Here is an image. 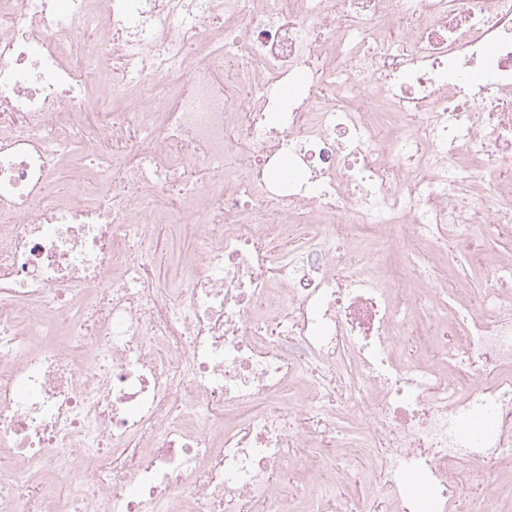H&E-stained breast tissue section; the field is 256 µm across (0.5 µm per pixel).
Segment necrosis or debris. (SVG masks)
I'll return each mask as SVG.
<instances>
[{
	"label": "necrosis or debris",
	"instance_id": "necrosis-or-debris-1",
	"mask_svg": "<svg viewBox=\"0 0 512 512\" xmlns=\"http://www.w3.org/2000/svg\"><path fill=\"white\" fill-rule=\"evenodd\" d=\"M489 236L512 0H0V512H488ZM157 249L156 272L160 277L170 278L175 274L172 258L192 246V238L185 230H175L169 224H163L155 233Z\"/></svg>",
	"mask_w": 512,
	"mask_h": 512
}]
</instances>
